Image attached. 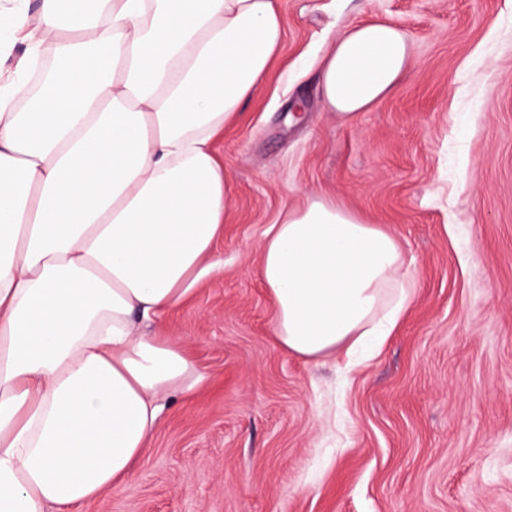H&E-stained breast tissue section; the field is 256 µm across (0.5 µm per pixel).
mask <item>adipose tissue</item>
<instances>
[{"label":"adipose tissue","mask_w":512,"mask_h":512,"mask_svg":"<svg viewBox=\"0 0 512 512\" xmlns=\"http://www.w3.org/2000/svg\"><path fill=\"white\" fill-rule=\"evenodd\" d=\"M0 512H76L124 489L172 394L204 374L156 325L221 270L231 175L214 144L283 39L277 0H0ZM56 66L32 91L33 59ZM407 33L354 25L319 72L352 114L408 70ZM288 352L355 356L412 301L389 231L311 199L266 231Z\"/></svg>","instance_id":"obj_1"}]
</instances>
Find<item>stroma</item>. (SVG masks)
<instances>
[{
  "label": "stroma",
  "instance_id": "35a3bbf8",
  "mask_svg": "<svg viewBox=\"0 0 512 512\" xmlns=\"http://www.w3.org/2000/svg\"><path fill=\"white\" fill-rule=\"evenodd\" d=\"M279 4L271 76L217 144L224 268L163 323L205 383L167 399L129 490L80 512H512V0ZM370 20L408 33L411 65L372 108L325 111L321 61ZM312 198L391 232L414 278L351 370L273 333L263 234Z\"/></svg>",
  "mask_w": 512,
  "mask_h": 512
}]
</instances>
